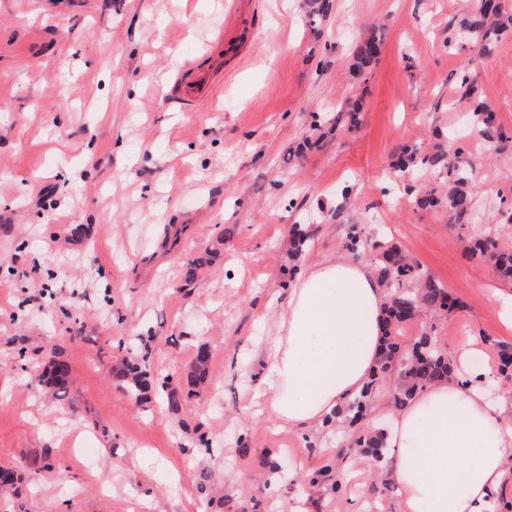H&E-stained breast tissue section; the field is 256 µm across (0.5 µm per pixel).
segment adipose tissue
I'll use <instances>...</instances> for the list:
<instances>
[{
  "instance_id": "ef3b65f1",
  "label": "adipose tissue",
  "mask_w": 512,
  "mask_h": 512,
  "mask_svg": "<svg viewBox=\"0 0 512 512\" xmlns=\"http://www.w3.org/2000/svg\"><path fill=\"white\" fill-rule=\"evenodd\" d=\"M389 298L368 263L321 256L291 285L259 353L253 401L280 429L320 430L351 403L383 354ZM454 352L453 374L390 413L377 464L400 512H496L494 493L512 460V389Z\"/></svg>"
}]
</instances>
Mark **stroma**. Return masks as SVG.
Segmentation results:
<instances>
[{"label":"stroma","instance_id":"1","mask_svg":"<svg viewBox=\"0 0 512 512\" xmlns=\"http://www.w3.org/2000/svg\"><path fill=\"white\" fill-rule=\"evenodd\" d=\"M304 3L0 0V468L22 477L0 512H400L353 427L325 448L250 406L259 313L290 267L346 256L353 224L360 259L397 247L462 302L402 324L403 346L480 340L494 368L512 348V284L469 254L478 232L512 249L491 209L512 183V27L483 53L454 38L476 0H333L315 28ZM371 26L380 55L356 77ZM192 71L218 77L185 105L174 82ZM481 103L508 140L483 135ZM460 139L490 206L474 233L401 192L392 166L403 145ZM294 224L310 234L296 260ZM55 355L72 368L62 399L38 383ZM124 360L169 378L178 409L132 394L110 372Z\"/></svg>","mask_w":512,"mask_h":512}]
</instances>
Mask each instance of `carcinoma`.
Wrapping results in <instances>:
<instances>
[{
	"label": "carcinoma",
	"instance_id": "carcinoma-1",
	"mask_svg": "<svg viewBox=\"0 0 512 512\" xmlns=\"http://www.w3.org/2000/svg\"><path fill=\"white\" fill-rule=\"evenodd\" d=\"M308 7V23L314 25L326 18L332 4L330 0H309ZM510 23H512V15L503 14L499 4L491 3L486 7H480L470 20L464 22L460 26L459 34L463 38L486 43ZM382 43V34L379 32H374L363 39L356 46L351 68L360 74L364 73L379 56ZM473 116L487 137L499 140L505 138L496 125L493 108L482 105L477 112L473 113ZM420 166L445 168L447 167L446 153L438 147L432 152L417 146L403 147L397 162L398 171L408 172ZM452 174L453 186L448 189L445 199L441 200L433 193L425 192L420 197V205L433 207L444 201L456 220L478 219L481 213L479 202L462 189V185L468 179V170L462 165L454 168ZM472 251L487 262L499 278L512 283V251L500 249L488 236L476 239ZM373 262L379 283L389 295L388 326L396 327L423 313L450 309L456 304V301L450 300V294L445 287L435 284L430 279L420 280L416 268L397 248L389 247L381 250L373 257ZM406 280L416 281L414 289L404 288ZM385 348L389 355L398 357L399 377L396 399L401 404L409 399L414 391L446 379L450 375L448 357L436 350L427 336L421 337L412 345V348L405 351L401 350L400 343L391 337L385 344ZM117 375L127 382L129 389L133 392L140 394L150 386L147 371L137 363L123 364ZM70 379L69 364L55 359L50 361L42 383L56 395L68 388Z\"/></svg>",
	"mask_w": 512,
	"mask_h": 512
}]
</instances>
